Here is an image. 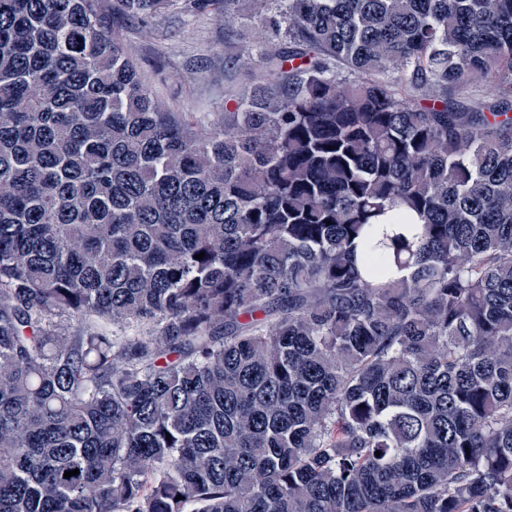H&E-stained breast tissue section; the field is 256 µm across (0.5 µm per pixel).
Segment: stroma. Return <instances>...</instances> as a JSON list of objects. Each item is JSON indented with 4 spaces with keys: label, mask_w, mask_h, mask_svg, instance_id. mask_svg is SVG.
<instances>
[{
    "label": "stroma",
    "mask_w": 512,
    "mask_h": 512,
    "mask_svg": "<svg viewBox=\"0 0 512 512\" xmlns=\"http://www.w3.org/2000/svg\"><path fill=\"white\" fill-rule=\"evenodd\" d=\"M235 12L237 19L228 26L222 0L204 9L192 0H175L168 12L146 22L116 8L109 18L152 93L168 111L196 124L234 111L243 86L253 80L250 69L224 73L226 51L258 40L247 0Z\"/></svg>",
    "instance_id": "obj_1"
}]
</instances>
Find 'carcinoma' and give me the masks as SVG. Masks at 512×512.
<instances>
[{
	"label": "carcinoma",
	"instance_id": "carcinoma-1",
	"mask_svg": "<svg viewBox=\"0 0 512 512\" xmlns=\"http://www.w3.org/2000/svg\"><path fill=\"white\" fill-rule=\"evenodd\" d=\"M101 2L0 0V512H512V0H273L195 128Z\"/></svg>",
	"mask_w": 512,
	"mask_h": 512
}]
</instances>
